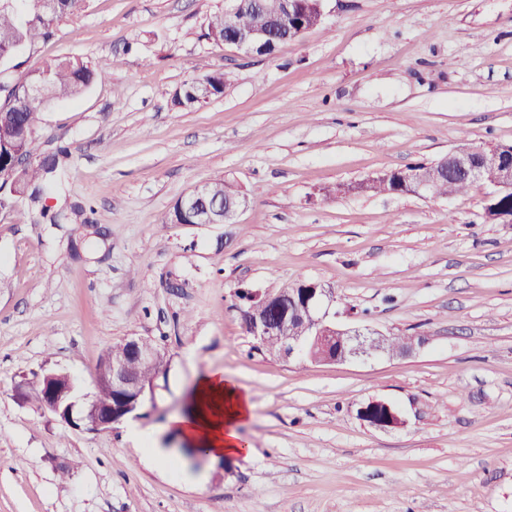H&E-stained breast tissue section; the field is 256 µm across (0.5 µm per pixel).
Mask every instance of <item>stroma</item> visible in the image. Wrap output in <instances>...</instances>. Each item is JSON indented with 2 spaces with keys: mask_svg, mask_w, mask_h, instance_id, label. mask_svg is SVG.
<instances>
[{
  "mask_svg": "<svg viewBox=\"0 0 512 512\" xmlns=\"http://www.w3.org/2000/svg\"><path fill=\"white\" fill-rule=\"evenodd\" d=\"M224 0H83L0 83L57 57L105 79L46 106L40 155L67 150L41 206L0 209V512H512V224L484 188L448 198L352 184L459 142L512 144V0H328L269 57L214 45ZM222 95L173 105L212 75ZM216 179L237 223L172 224ZM348 192L326 195V188ZM306 277L336 321L426 337L406 357L313 363L255 350L235 292ZM130 336L169 355L137 423L171 419L208 371L251 394L245 449L177 476L126 425L88 431L23 399L47 373L94 390ZM394 403L402 427L358 416ZM371 407L384 408L387 411L388 417L384 419H377L368 416L366 412ZM358 413L365 422L378 429L398 428L403 426L405 423L401 411L392 403L382 399H372L368 401L359 408Z\"/></svg>",
  "mask_w": 512,
  "mask_h": 512,
  "instance_id": "stroma-1",
  "label": "stroma"
}]
</instances>
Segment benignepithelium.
<instances>
[{
	"label": "benign epithelium",
	"mask_w": 512,
	"mask_h": 512,
	"mask_svg": "<svg viewBox=\"0 0 512 512\" xmlns=\"http://www.w3.org/2000/svg\"><path fill=\"white\" fill-rule=\"evenodd\" d=\"M224 46L246 55L269 56L276 44L263 30H240L224 40ZM434 171L424 174L409 171L404 182L410 194L428 198L432 196L438 177L461 178L471 183H481L486 192L483 199V216L492 224H512V214L495 213L490 210L498 200L512 197V147L496 145L490 148H473L462 151L455 148L433 162ZM183 214V224H235L239 214L248 206L241 197L236 201H219L213 197L210 185L197 187L191 194L178 200ZM284 290L265 291L255 295L257 304L241 310L247 332L260 343L269 336H284L288 345L282 357H302L308 344L321 349L319 361L339 363L355 357L381 355H409L425 345L426 337L399 351L392 346L391 337L368 327H344L329 319L330 309L336 304V293L330 288L314 286L308 290L305 310L308 316L306 329L301 336L291 335L289 313L281 312ZM128 351L135 357L149 361L160 358V353L142 336L124 340ZM95 388L106 387L123 395L121 404L100 403L91 395H73L71 378L62 373H49L40 380L41 407L49 410L72 428L100 430L110 429L130 417H137L144 406L147 395L153 393L155 385L146 386L133 380L121 361L112 360L106 352L96 368ZM359 416L370 426L378 429H393L404 425L401 411L392 403L372 399L359 408Z\"/></svg>",
	"instance_id": "obj_1"
}]
</instances>
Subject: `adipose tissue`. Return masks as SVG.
<instances>
[{
  "instance_id": "ef3b65f1",
  "label": "adipose tissue",
  "mask_w": 512,
  "mask_h": 512,
  "mask_svg": "<svg viewBox=\"0 0 512 512\" xmlns=\"http://www.w3.org/2000/svg\"><path fill=\"white\" fill-rule=\"evenodd\" d=\"M195 410L191 417L173 419L175 430L201 437L212 457L242 451L239 429L252 409L249 391L221 371L199 378L194 388Z\"/></svg>"
}]
</instances>
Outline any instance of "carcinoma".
Instances as JSON below:
<instances>
[{
  "instance_id": "1",
  "label": "carcinoma",
  "mask_w": 512,
  "mask_h": 512,
  "mask_svg": "<svg viewBox=\"0 0 512 512\" xmlns=\"http://www.w3.org/2000/svg\"><path fill=\"white\" fill-rule=\"evenodd\" d=\"M83 0H22V6L0 7V68L9 65L23 52L41 41L50 39L57 24L74 15ZM252 10H241L235 16L225 18L224 13L212 15L208 21L206 36L216 44H223L224 33L240 27L254 28L272 24L281 8V0H256ZM316 26V15L311 0H295L288 14V26L271 28L270 33L282 40L291 41L301 30ZM103 78L101 66H93L77 57L56 58L28 78L30 82H41L47 87L49 99L28 97L24 94L0 102V174L11 175V159L21 151L29 156L37 150V132L42 109L48 101L71 99L79 96L96 79ZM208 89L196 83L183 85L174 94L173 101L181 107H192L205 101V97L219 96L224 92V82L218 76L206 79ZM52 172L43 166L30 167L17 177L16 190L35 201L42 194L54 189ZM469 185L441 181L436 186V195L445 197L462 194ZM356 191L365 194H404L406 189L398 171H390L384 179L356 185H338L336 192ZM168 363L142 365L128 360L129 372L144 381L152 382L167 370Z\"/></svg>"
}]
</instances>
